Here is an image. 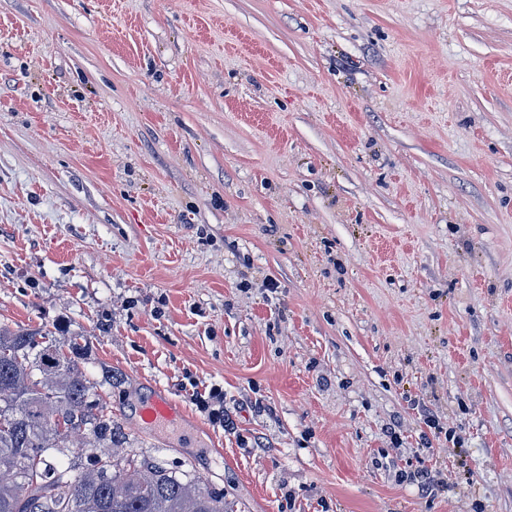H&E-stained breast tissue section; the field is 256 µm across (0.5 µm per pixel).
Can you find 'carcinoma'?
<instances>
[{
    "mask_svg": "<svg viewBox=\"0 0 512 512\" xmlns=\"http://www.w3.org/2000/svg\"><path fill=\"white\" fill-rule=\"evenodd\" d=\"M94 388L61 348L0 325V512H227L201 476L115 460L123 437L89 402ZM75 434L100 449L96 467L71 459L60 470L48 459Z\"/></svg>",
    "mask_w": 512,
    "mask_h": 512,
    "instance_id": "1",
    "label": "carcinoma"
}]
</instances>
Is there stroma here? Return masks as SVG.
<instances>
[{"label": "stroma", "instance_id": "stroma-1", "mask_svg": "<svg viewBox=\"0 0 512 512\" xmlns=\"http://www.w3.org/2000/svg\"><path fill=\"white\" fill-rule=\"evenodd\" d=\"M0 324L227 512H512V0H0ZM182 406L164 391H156L141 409V417L149 428L179 426L183 419Z\"/></svg>", "mask_w": 512, "mask_h": 512}]
</instances>
